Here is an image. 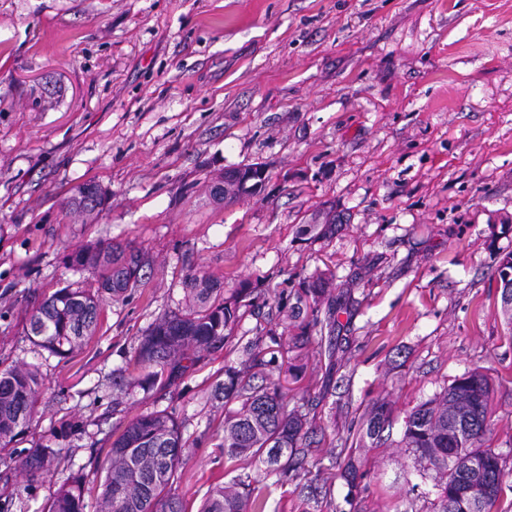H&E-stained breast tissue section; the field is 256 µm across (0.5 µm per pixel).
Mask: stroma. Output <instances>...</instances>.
Listing matches in <instances>:
<instances>
[{
    "label": "stroma",
    "instance_id": "1",
    "mask_svg": "<svg viewBox=\"0 0 512 512\" xmlns=\"http://www.w3.org/2000/svg\"><path fill=\"white\" fill-rule=\"evenodd\" d=\"M266 166L259 195L224 204L225 171ZM107 194L93 220L71 189ZM335 214L336 233L305 235ZM142 251V283L103 299L93 336L66 358L35 347L29 312L88 273L63 258L99 242ZM512 250V0H0V364L44 379L31 425L0 454V512H43L73 474L96 512L99 466L135 416L175 408L186 446L177 492L197 512L209 489L266 482V512H305L311 489L348 487L320 463L373 400L406 411L479 368L494 387L487 445L502 454L512 512V333L494 271ZM332 270L350 295L331 340L293 350L289 406L309 414L308 473L275 485L225 460V366L278 378L294 335L292 294ZM202 272L225 294L264 293L233 343L169 393L116 397L144 331L185 305ZM257 344L263 364L253 362ZM62 454L37 478L10 461L47 437ZM400 428L352 455L359 512H435L433 477L410 488ZM79 195L71 194L67 199L65 206L76 213L85 216H97L103 211L105 205V192L94 182H85L74 187ZM97 209V210H96Z\"/></svg>",
    "mask_w": 512,
    "mask_h": 512
}]
</instances>
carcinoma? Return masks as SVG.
I'll return each mask as SVG.
<instances>
[{
  "instance_id": "cac0c4a2",
  "label": "carcinoma",
  "mask_w": 512,
  "mask_h": 512,
  "mask_svg": "<svg viewBox=\"0 0 512 512\" xmlns=\"http://www.w3.org/2000/svg\"><path fill=\"white\" fill-rule=\"evenodd\" d=\"M228 188H212L215 200L225 202L244 193L236 183L246 175L237 167L226 172ZM65 206L85 216H97L105 205V192L94 182L76 186ZM65 264L88 271L98 288H60L31 312L27 334L49 354L66 357L92 335L100 317L99 294L123 298L142 280L146 264L138 249L117 242L101 243L66 255ZM331 282L318 274L294 292L296 309L310 310L297 326L292 345L301 348L313 335L336 329V299L326 312L319 305ZM188 304L152 323L138 339L129 365L133 372L112 376V389L126 395L133 387L166 390L197 370L208 354L232 343L228 331L243 314L242 302L253 305L255 289L242 281L232 297H224L222 284L208 276L189 274L184 280ZM42 378L35 367L0 368V452L33 421ZM492 383L479 369L453 379L443 392L404 413L401 447L416 469H404L406 483L415 474L433 470L439 475L438 512H491L506 476L502 455L485 446L492 417ZM214 398L224 401V456L240 465L259 463L281 481L300 478L309 454L310 427L301 409H288L280 384H254L243 372L225 366L224 380L214 387ZM396 420L391 404L377 399L366 415L356 444H378ZM182 424L174 412L163 409L129 420L112 441L104 477L99 484L100 512H187L176 493L182 462ZM60 456L49 440L18 460L30 477H37ZM343 463L341 474L349 489L363 474L352 456L339 451L329 467ZM266 502L252 483L233 481L214 485L200 512H265ZM44 512H85L83 475H72L48 499Z\"/></svg>"
}]
</instances>
